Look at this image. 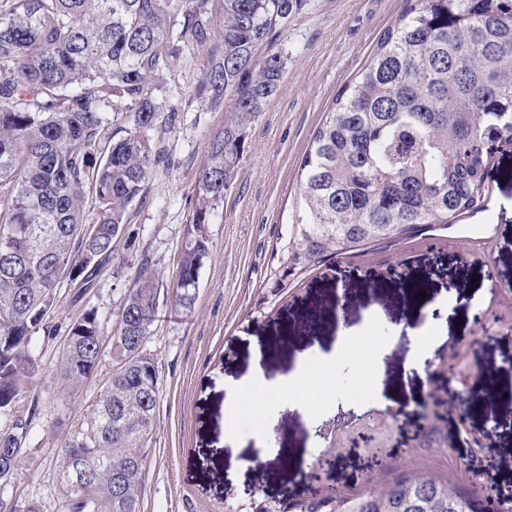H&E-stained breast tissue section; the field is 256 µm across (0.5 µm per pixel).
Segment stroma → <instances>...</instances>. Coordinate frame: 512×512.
Wrapping results in <instances>:
<instances>
[{
	"label": "stroma",
	"instance_id": "1",
	"mask_svg": "<svg viewBox=\"0 0 512 512\" xmlns=\"http://www.w3.org/2000/svg\"><path fill=\"white\" fill-rule=\"evenodd\" d=\"M404 0H303L273 48L284 60L274 98L252 125L237 178L213 217L210 257L200 272L198 299L186 317L170 310L171 279L184 228L195 209L206 147L224 124V111L196 100L212 43L194 46L191 61L167 76L169 103L179 121L165 144L174 169L153 172L144 202L132 209L128 233L114 244L112 271L97 287L70 282L57 289L51 332L34 349L45 374L35 395L37 416L19 465L4 492L55 512L59 485L55 448L92 415L112 372V352L76 391L57 372L67 330L96 308L101 333L111 336L128 280L126 270L148 259L160 281L159 310L145 348L158 364L160 397L148 448L141 512H252V502L276 508L306 497L315 460L335 457L321 482L349 493L376 487L409 463L468 482L492 478L512 491V152H495L484 209L449 228L425 227L439 241L426 251L417 240L379 242L360 260L333 263L281 298L272 287L299 208L300 162L337 90L370 59ZM414 286L417 297L399 295ZM320 310L319 326L298 324ZM492 310L479 332L474 316ZM438 323L435 356L456 354L458 371L480 401L485 376L502 385L503 425L489 431L485 415L460 419L433 367L406 374L410 330ZM386 339L383 349L375 342ZM314 370L307 397L313 417L291 406L269 412L268 392L244 396L234 439L224 437V402L231 382L254 373L273 383L299 364ZM382 449V467L368 462ZM288 467H281V459Z\"/></svg>",
	"mask_w": 512,
	"mask_h": 512
}]
</instances>
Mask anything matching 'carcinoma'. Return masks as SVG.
<instances>
[{"label":"carcinoma","instance_id":"cac0c4a2","mask_svg":"<svg viewBox=\"0 0 512 512\" xmlns=\"http://www.w3.org/2000/svg\"><path fill=\"white\" fill-rule=\"evenodd\" d=\"M376 50L333 99L300 163V196L286 267L274 287L364 252L408 240L426 224L480 210L493 155L512 146V0H406ZM301 0H0V441L25 442L17 410L43 370L33 339L62 280L92 287L114 253L178 112L165 77L215 29L222 40L196 97L224 105L207 144L196 207L185 226L171 310L194 309L210 255L209 224L232 185L248 131L277 93L284 63L272 36ZM159 308L144 259L110 345L116 368L94 416L54 450L58 512H140L160 378L145 349ZM57 365L77 388L104 341L96 308L75 319ZM492 484H461L404 468L367 494L334 493L325 512H512ZM0 512H40L0 496Z\"/></svg>","mask_w":512,"mask_h":512}]
</instances>
